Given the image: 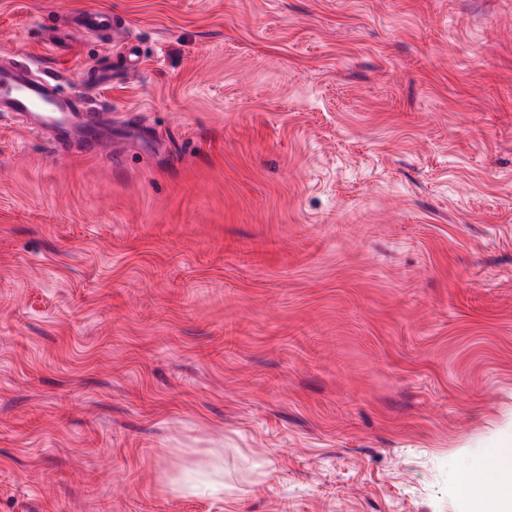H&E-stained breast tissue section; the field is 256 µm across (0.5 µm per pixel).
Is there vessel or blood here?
Listing matches in <instances>:
<instances>
[{
    "label": "vessel or blood",
    "mask_w": 512,
    "mask_h": 512,
    "mask_svg": "<svg viewBox=\"0 0 512 512\" xmlns=\"http://www.w3.org/2000/svg\"><path fill=\"white\" fill-rule=\"evenodd\" d=\"M81 25L91 35L117 28L111 12L99 9L83 12ZM58 86V77L51 72L33 77L23 67L0 68V109L32 116L31 130L48 135L55 150H66L65 139L74 128L89 132L100 148H107L112 140L110 115L96 98L64 94Z\"/></svg>",
    "instance_id": "b4317fda"
}]
</instances>
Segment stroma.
I'll use <instances>...</instances> for the list:
<instances>
[{"label":"stroma","mask_w":512,"mask_h":512,"mask_svg":"<svg viewBox=\"0 0 512 512\" xmlns=\"http://www.w3.org/2000/svg\"><path fill=\"white\" fill-rule=\"evenodd\" d=\"M123 17L136 66L52 18ZM112 155L0 112V512H469L512 448V0H0ZM107 67L111 81L94 85ZM224 451V497L169 478Z\"/></svg>","instance_id":"35a3bbf8"}]
</instances>
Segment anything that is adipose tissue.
I'll return each mask as SVG.
<instances>
[{"instance_id":"obj_1","label":"adipose tissue","mask_w":512,"mask_h":512,"mask_svg":"<svg viewBox=\"0 0 512 512\" xmlns=\"http://www.w3.org/2000/svg\"><path fill=\"white\" fill-rule=\"evenodd\" d=\"M500 469L503 479L494 487H481L474 475L467 470L456 477L457 491L471 505V512H512V448L496 449L491 457ZM174 492L189 496H223L224 461L215 458L209 468L195 472L193 476L175 480Z\"/></svg>"}]
</instances>
